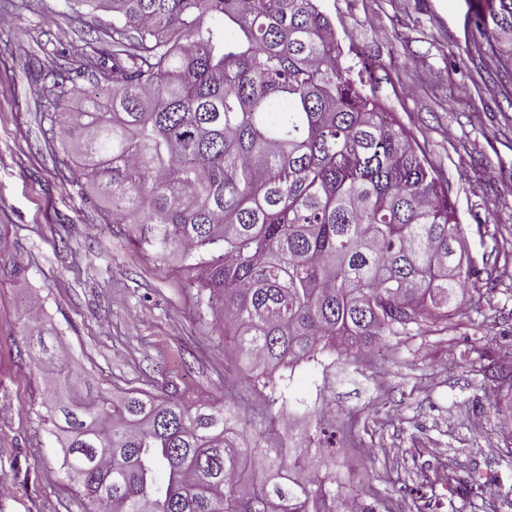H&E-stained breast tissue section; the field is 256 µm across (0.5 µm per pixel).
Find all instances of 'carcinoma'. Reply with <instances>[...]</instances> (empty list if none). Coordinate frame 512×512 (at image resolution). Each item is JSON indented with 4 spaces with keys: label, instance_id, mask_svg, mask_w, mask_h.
Wrapping results in <instances>:
<instances>
[{
    "label": "carcinoma",
    "instance_id": "obj_1",
    "mask_svg": "<svg viewBox=\"0 0 512 512\" xmlns=\"http://www.w3.org/2000/svg\"><path fill=\"white\" fill-rule=\"evenodd\" d=\"M76 2L112 15V65L72 117L76 171L188 274L269 420L287 408L277 372L429 320L477 278L454 259L448 187L343 66L317 0ZM486 2L512 32V0ZM24 276L0 257V278ZM24 318L37 360L59 363L44 421L90 512H375L319 476L308 431L250 433L231 385L221 402L84 396L56 330ZM460 470L437 477L450 494Z\"/></svg>",
    "mask_w": 512,
    "mask_h": 512
}]
</instances>
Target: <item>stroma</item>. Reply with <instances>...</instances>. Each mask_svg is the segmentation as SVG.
Segmentation results:
<instances>
[{"mask_svg": "<svg viewBox=\"0 0 512 512\" xmlns=\"http://www.w3.org/2000/svg\"><path fill=\"white\" fill-rule=\"evenodd\" d=\"M472 4L319 0L345 64L369 68L368 92L447 185L461 260L480 272L446 321L323 352L284 378L286 421L308 426L337 485L376 512H417L412 489L455 461L491 469L483 495L512 512V386L485 371L512 348V41L469 43ZM0 14V252L26 269L24 284L0 282V512H88L42 420L54 375L22 343L26 301L96 388L173 381L192 399L241 370L186 276L105 223L110 203L69 170L68 115L97 88L108 16L79 0H0ZM60 70L79 75L63 98Z\"/></svg>", "mask_w": 512, "mask_h": 512, "instance_id": "1", "label": "stroma"}]
</instances>
